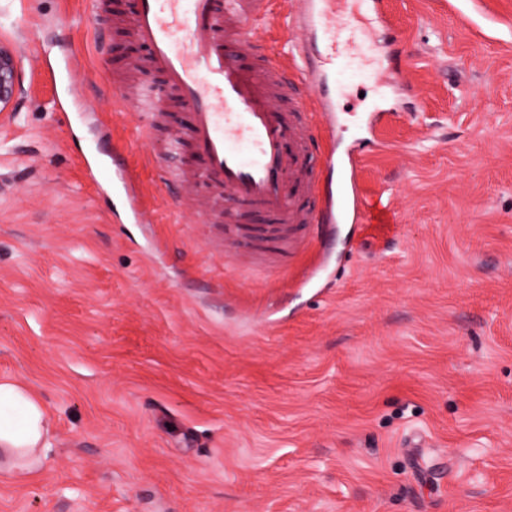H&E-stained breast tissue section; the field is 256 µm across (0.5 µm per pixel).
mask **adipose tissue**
<instances>
[{
    "mask_svg": "<svg viewBox=\"0 0 512 512\" xmlns=\"http://www.w3.org/2000/svg\"><path fill=\"white\" fill-rule=\"evenodd\" d=\"M51 423L41 400L26 385L0 377V455L10 479L25 481L50 446Z\"/></svg>",
    "mask_w": 512,
    "mask_h": 512,
    "instance_id": "ef3b65f1",
    "label": "adipose tissue"
}]
</instances>
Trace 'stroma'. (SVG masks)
Returning <instances> with one entry per match:
<instances>
[{
	"label": "stroma",
	"instance_id": "35a3bbf8",
	"mask_svg": "<svg viewBox=\"0 0 512 512\" xmlns=\"http://www.w3.org/2000/svg\"><path fill=\"white\" fill-rule=\"evenodd\" d=\"M131 4L0 0L24 77L0 112V376L52 443L0 477V512H512V0H341L411 84L331 73L337 153L400 114L359 175L397 221L324 225L284 275L208 251L223 225L154 181L166 133L112 97ZM86 153L138 176L150 223L113 221Z\"/></svg>",
	"mask_w": 512,
	"mask_h": 512
}]
</instances>
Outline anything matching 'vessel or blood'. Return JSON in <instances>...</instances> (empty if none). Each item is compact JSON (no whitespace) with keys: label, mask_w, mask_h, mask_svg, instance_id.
<instances>
[{"label":"vessel or blood","mask_w":512,"mask_h":512,"mask_svg":"<svg viewBox=\"0 0 512 512\" xmlns=\"http://www.w3.org/2000/svg\"><path fill=\"white\" fill-rule=\"evenodd\" d=\"M279 16L304 37L324 32L320 56L302 39L289 42L287 54L276 51L266 34ZM128 30L161 82L123 86L118 94L140 106L146 139L165 123L157 100L172 94L185 105L188 123L166 137L155 159L158 176L178 184L180 210L225 224L224 245L233 253L253 247L236 228L244 209L273 215L274 223L256 235L291 256L308 252L326 224L394 222L387 204L361 192L360 159L341 168L337 193L306 165L319 147V130L336 129V106L321 74L340 60L361 58L367 39L337 15L335 0H284L279 12L273 0H134ZM187 145L198 167L171 165ZM80 162L89 175L111 174L126 217L149 223L133 172L92 155Z\"/></svg>","instance_id":"1"}]
</instances>
